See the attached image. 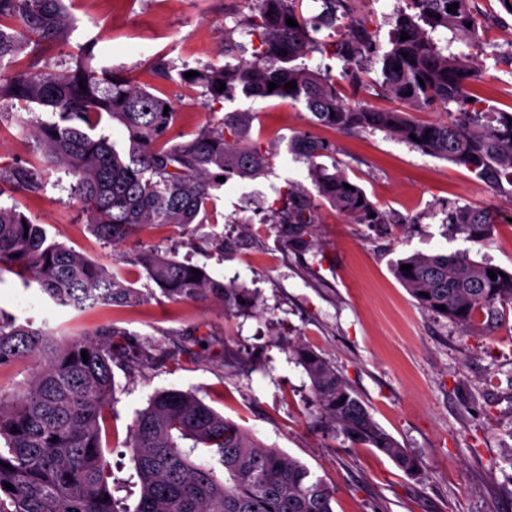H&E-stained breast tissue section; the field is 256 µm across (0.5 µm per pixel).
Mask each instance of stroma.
I'll list each match as a JSON object with an SVG mask.
<instances>
[{
  "instance_id": "obj_1",
  "label": "stroma",
  "mask_w": 512,
  "mask_h": 512,
  "mask_svg": "<svg viewBox=\"0 0 512 512\" xmlns=\"http://www.w3.org/2000/svg\"><path fill=\"white\" fill-rule=\"evenodd\" d=\"M75 28L67 47L48 52L40 68L67 67L80 44L97 39L112 67L175 107L178 133L189 136L229 112L255 109L249 144L276 148L267 173L229 181L211 223L169 224L108 245L92 231L70 195V177L46 170L36 194L5 191L48 236L104 265L146 299L130 308L54 306L15 273H0V310L58 335L118 323L162 353L138 372L115 369V404L105 420V459L133 504L134 462L125 442L137 410L162 389L193 390L264 445L299 459L336 491L334 512H512V305L484 311L469 329L422 309L393 267L415 254L468 250L478 263L512 270V195L489 187L464 166L425 154L380 130L351 132L312 123L289 100L215 101L186 87L180 71L251 59L258 41L245 32L248 0H69ZM482 63L472 90L486 105L512 110V16L499 0H475ZM235 46L225 56V42ZM164 57L174 74L151 73ZM358 90L344 98L380 110L398 108L385 94L379 63H367ZM46 120L48 109L0 102V166L31 159L20 118ZM307 131L335 145L337 165L394 220L388 232L349 223L320 202L317 244L284 252L268 210L296 187L311 188L308 162L287 145ZM492 211L496 230L481 243L449 234L448 210ZM205 267L224 283L252 292V308L216 302H172L134 262L137 246ZM310 344L365 402L373 419L420 459L411 477L371 448H353L315 428L309 382L287 344Z\"/></svg>"
}]
</instances>
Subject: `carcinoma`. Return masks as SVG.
<instances>
[{
	"instance_id": "carcinoma-1",
	"label": "carcinoma",
	"mask_w": 512,
	"mask_h": 512,
	"mask_svg": "<svg viewBox=\"0 0 512 512\" xmlns=\"http://www.w3.org/2000/svg\"><path fill=\"white\" fill-rule=\"evenodd\" d=\"M323 2L315 19L299 13L297 0H256L245 25L259 36L254 59L213 65L192 78L181 72L180 78L215 100L241 94L301 102L319 126L383 130L465 166L494 189L512 187V112L490 109L469 92L478 77L466 52L479 39L474 0H407L385 49L365 17L349 20L337 40H318L315 34L332 27L337 12L347 17L352 11L350 0ZM454 3L457 13L447 12ZM289 18L297 26H288ZM72 28L64 0H0V101L35 104L55 116L27 127L33 160L1 167L0 182L35 194L44 188L42 169H63L75 179L73 195L89 213L94 233L115 245L146 226L205 224L214 193L226 182L256 179L269 169L271 151L242 143L252 110L229 112L215 126L178 136L171 102L98 66L95 39L78 47L74 66L38 70L41 55L66 45ZM403 31L409 35L404 41ZM314 52L344 62L346 71L378 61L389 96L411 108L452 106L454 118L425 123L407 112L347 103L329 74L305 62ZM291 81L297 88L289 92L284 85ZM221 82L226 89L218 92ZM270 82L277 85L271 92ZM104 119L124 129L121 146L92 133ZM289 151L309 161L317 195L292 188L270 210L268 222L279 226L285 250L314 248L318 197L354 224L390 223L343 170L330 172L317 162L333 153L329 142L303 132ZM444 223L472 243L485 241L495 227L487 211L468 206L447 212ZM135 261L173 302L215 299L227 309L248 307L245 290L202 267L195 274L192 264L159 249L139 247ZM14 269L62 308L128 307L143 299L106 267L51 239L17 206L0 204V272ZM490 270L497 279H490ZM394 272L424 310L463 327L474 325L487 307L512 304V272L478 264L466 250L416 253L399 260ZM288 352L310 382L315 427L353 447L376 449L410 475L422 472V462L374 421L325 359L300 342L288 344ZM153 359L152 346L114 323L58 337L0 312V368L35 363L25 382L0 389V512H333L335 490L304 463L265 446L195 393L177 389L156 392L136 414L127 447L139 495L134 507H117L101 426L114 403L113 367L133 370Z\"/></svg>"
}]
</instances>
